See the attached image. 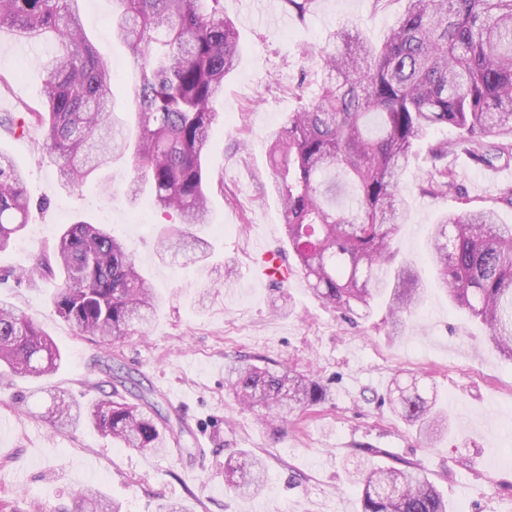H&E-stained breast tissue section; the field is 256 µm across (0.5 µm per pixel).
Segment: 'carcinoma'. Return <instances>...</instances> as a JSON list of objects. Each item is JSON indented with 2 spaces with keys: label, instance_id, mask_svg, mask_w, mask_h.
<instances>
[{
  "label": "carcinoma",
  "instance_id": "cac0c4a2",
  "mask_svg": "<svg viewBox=\"0 0 512 512\" xmlns=\"http://www.w3.org/2000/svg\"><path fill=\"white\" fill-rule=\"evenodd\" d=\"M404 10L375 46L350 23L329 32L311 54L318 93L290 113L272 136L275 187L288 243L311 290L348 312L388 307L392 331L424 301V289L398 260L395 240L406 218L402 178L419 139L453 126V142L429 148L433 162L458 150L485 166L512 161V0H404ZM81 0H0V45L50 40L54 51L39 107L23 105L0 117L14 134L35 128L61 184L80 186L116 159L129 157L131 203L142 186L151 206L180 222L159 229L161 253L193 246L192 261L208 257L192 232L209 221L204 164L219 119L215 103L239 57V32L224 0H112V33L129 50L134 77L131 126L115 121L112 70L87 36ZM314 0H282L302 19ZM423 191L459 192L446 166ZM30 208L20 167L0 163V250L25 228ZM435 281L455 305L488 330L512 359V224L493 208L445 213L429 240ZM17 281L54 284L53 306L79 336L102 347L131 336L158 314L161 299L135 256L104 224L77 220L37 251ZM62 361L53 339L31 316L0 298V367L15 375L49 377ZM109 369L112 392L91 408L55 397L59 424L89 420L125 448L158 454L178 434L146 393L119 396L129 376ZM243 405L281 415L323 402L317 380L289 368L243 361L224 378ZM399 417L425 437L444 416L418 386L401 391ZM366 460L350 473L363 487L361 512H448V502L417 469ZM239 496L262 489L265 465L241 452L226 464ZM72 512H120L96 489L81 490Z\"/></svg>",
  "mask_w": 512,
  "mask_h": 512
}]
</instances>
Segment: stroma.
Masks as SVG:
<instances>
[{
  "mask_svg": "<svg viewBox=\"0 0 512 512\" xmlns=\"http://www.w3.org/2000/svg\"><path fill=\"white\" fill-rule=\"evenodd\" d=\"M403 8V0H315L305 20L282 26L276 21L281 0H224L239 31L240 56L215 105L221 119L206 167L224 188L210 199L202 235L211 254L201 263L160 257L157 232L168 218L147 198L129 201L126 160L66 189L43 156L40 131L18 137L0 130V156L24 171L32 200L25 230L0 251V273L27 268L62 225L85 220L107 225L124 241L163 300L143 334L115 340L105 353L56 314L48 284L0 285V297L31 315L63 358L48 381L0 370V501L12 512H64L89 485L122 512H156L162 498L187 512H360L361 493L347 470L368 447L378 449V463L404 460L426 473L448 512H512V360L437 287L427 250L448 211L493 206L502 223L512 224V207L496 202L512 186V165L484 168L462 153L449 154L460 194H426L429 145L456 140L459 132L439 127L421 139L403 178L408 215L396 244L426 297L399 331L391 330L382 305L366 316L325 305L302 274L281 285L254 275L260 252L288 248L268 140L287 125L301 97L317 91L306 54L348 20L381 44ZM82 20L112 66L114 116L128 121L131 57L112 36V0H83ZM49 56L48 47L28 42L0 48V74L10 80L0 92V116L39 105ZM244 354L263 366L285 363L315 375L326 400L265 424L224 388L228 367ZM108 357L152 389L172 426L182 427L168 452L142 454L119 447L92 424L56 423V393L87 406L109 391ZM412 379L437 392L447 417V429L430 440L390 405L396 382ZM244 449L267 470L253 497L234 495L225 481V459Z\"/></svg>",
  "mask_w": 512,
  "mask_h": 512,
  "instance_id": "stroma-1",
  "label": "stroma"
}]
</instances>
